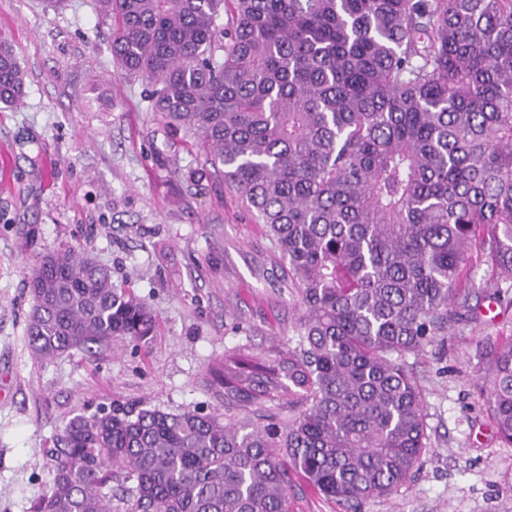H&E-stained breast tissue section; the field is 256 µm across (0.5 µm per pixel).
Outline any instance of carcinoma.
Segmentation results:
<instances>
[{
	"instance_id": "cac0c4a2",
	"label": "carcinoma",
	"mask_w": 512,
	"mask_h": 512,
	"mask_svg": "<svg viewBox=\"0 0 512 512\" xmlns=\"http://www.w3.org/2000/svg\"><path fill=\"white\" fill-rule=\"evenodd\" d=\"M97 7L117 71L154 84L152 111L264 224L301 314L288 349L224 353L222 414L70 419L33 512H289L293 474L347 512L398 491L428 448L407 355L472 315V257L512 283V0ZM24 89L0 41V103ZM29 288L38 360L154 335L151 305L81 247L43 256ZM479 357L512 447V336Z\"/></svg>"
}]
</instances>
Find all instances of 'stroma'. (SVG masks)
Returning a JSON list of instances; mask_svg holds the SVG:
<instances>
[{
	"instance_id": "1",
	"label": "stroma",
	"mask_w": 512,
	"mask_h": 512,
	"mask_svg": "<svg viewBox=\"0 0 512 512\" xmlns=\"http://www.w3.org/2000/svg\"><path fill=\"white\" fill-rule=\"evenodd\" d=\"M26 74L0 103V512H31L65 424L113 404L223 413L213 370L247 344L285 348L298 317L263 225L200 141L152 112L148 81L118 77L95 0H0V40ZM82 247L157 312L148 345L39 361L26 341L28 277ZM473 319L407 363L430 447L411 479L362 512H512V447L475 391L482 342L512 336V308L472 271Z\"/></svg>"
}]
</instances>
